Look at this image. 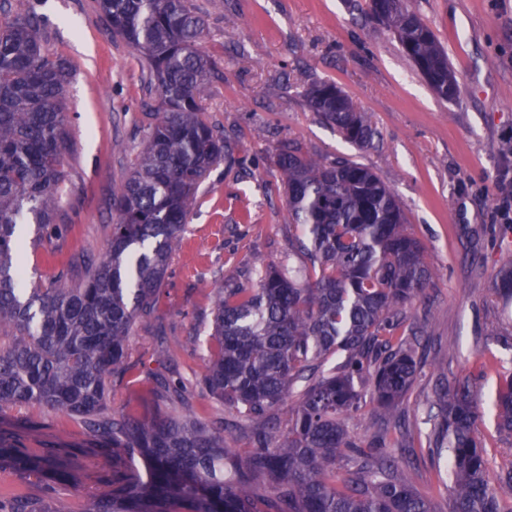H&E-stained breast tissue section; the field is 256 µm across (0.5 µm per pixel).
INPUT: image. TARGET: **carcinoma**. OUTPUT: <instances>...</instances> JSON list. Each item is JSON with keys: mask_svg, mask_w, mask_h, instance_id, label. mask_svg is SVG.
Listing matches in <instances>:
<instances>
[{"mask_svg": "<svg viewBox=\"0 0 512 512\" xmlns=\"http://www.w3.org/2000/svg\"><path fill=\"white\" fill-rule=\"evenodd\" d=\"M112 33L148 63L143 143L115 202L107 247L84 258L75 283H30L20 225L55 235L65 181L63 149L70 62L53 56L35 11L0 27V414L38 408L77 419L101 489L83 512H432L416 474L397 468L384 430L366 439L346 421L370 404L387 415L412 387L421 362L419 329L406 308L438 276L407 231L394 193L369 167L344 155L315 157L282 143L275 163L288 218L301 232L298 273L257 259L258 285L203 286L214 297L210 354L201 385L236 421L206 422L157 412L114 411L112 384L129 370L139 319L157 309L175 244L211 169L235 161L224 130L208 121L213 63L198 48L203 22L190 0H97ZM371 18L396 35L408 61L444 100L460 96L448 54L409 0H368ZM308 107L363 147L369 113L332 81L304 89ZM512 303V251L490 275ZM441 379L428 415L429 446L453 475L448 512H512V469L489 483L485 442L476 432L479 395L468 381ZM154 391L180 398L182 382L157 375ZM285 418L272 411L285 399ZM495 424L512 436V374L497 388ZM248 449L234 442L239 422ZM76 452L37 454L0 431V470L51 490L85 488ZM0 512H74L70 498L0 493Z\"/></svg>", "mask_w": 512, "mask_h": 512, "instance_id": "obj_1", "label": "carcinoma"}]
</instances>
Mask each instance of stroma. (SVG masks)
<instances>
[{
	"instance_id": "stroma-1",
	"label": "stroma",
	"mask_w": 512,
	"mask_h": 512,
	"mask_svg": "<svg viewBox=\"0 0 512 512\" xmlns=\"http://www.w3.org/2000/svg\"><path fill=\"white\" fill-rule=\"evenodd\" d=\"M191 3L204 21L199 47L215 66L207 116L232 138L243 163L219 164L201 184L155 315L138 322L131 339L132 368L112 386L113 408L141 416L160 411L232 419L196 383L209 355L214 306L203 283L231 273L242 287H253L257 258L296 270L304 265L294 246L299 231L288 221L287 197L272 163L282 140H297L315 155L352 157L395 193L409 232L439 271L426 300L408 311L424 328L416 352L447 362L450 374L471 379L480 390L477 426L489 480L497 482L512 468V437L496 433L493 407L512 350L499 345L487 352L485 338L512 333V305L492 296L488 281L512 239V223L492 219L501 198L499 148L512 140V0H411L448 53L461 85L453 102L427 85L388 28L365 17L367 0ZM31 11L45 20L49 53L66 57L74 69L66 96L65 184L54 215L69 230L29 254L47 282L75 257L103 253L115 198L142 147L145 107L156 104L158 94L147 88L142 57L112 34L95 0H10L0 25ZM326 80L370 113L379 132L373 146L346 143L308 108L304 88ZM452 341L460 346L453 360L447 357ZM155 374L182 378L185 403L154 398ZM437 386L427 369L406 395L399 414L409 445L397 456L400 466L417 471L416 487L434 512H448L452 477L427 445V411ZM16 416L10 410L1 417L4 429L28 447L88 443L74 419L46 415L29 427L18 425Z\"/></svg>"
}]
</instances>
